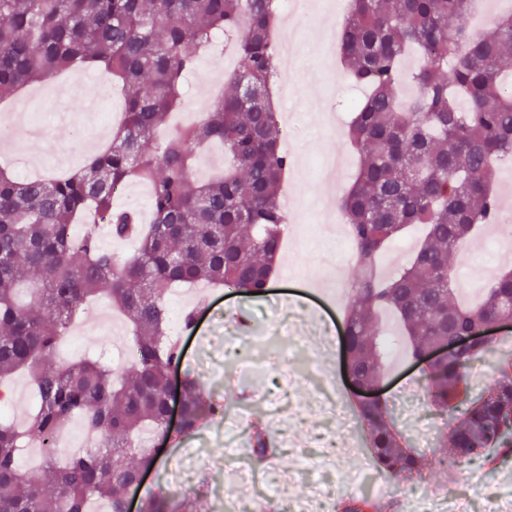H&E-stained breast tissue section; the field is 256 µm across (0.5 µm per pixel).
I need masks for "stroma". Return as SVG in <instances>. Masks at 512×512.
<instances>
[{
  "label": "stroma",
  "mask_w": 512,
  "mask_h": 512,
  "mask_svg": "<svg viewBox=\"0 0 512 512\" xmlns=\"http://www.w3.org/2000/svg\"><path fill=\"white\" fill-rule=\"evenodd\" d=\"M330 2L311 0L306 12L280 22L275 33L276 39L288 40L298 50L291 93L275 102L277 110L292 120L288 135L293 141L289 149L293 177L285 188L292 206L291 232L278 275L261 298L212 290L197 327L184 335L183 369L197 378L204 393L225 396L227 412L205 425L196 438L164 448L134 505L142 507L149 496L162 490L170 504L189 500L195 512H216V493L228 483L240 496L260 501L268 512H282L291 503L298 512H320L318 490L326 475L337 495L392 498L401 512H422L432 497L452 491L465 494L468 512H487L485 495L491 488L508 496L498 512H512V470L490 473L472 463L425 480L389 479L377 469L360 422L333 420L322 398V390L330 384L339 405L349 404L341 373L342 309L326 307L324 301L334 296L337 282L350 280L356 266L351 249L331 253L305 243L316 204L338 200L358 163L349 145L346 109L357 91L349 84L340 59L327 61L320 56L323 37L340 26L344 17ZM224 82L213 57H202L188 78L184 111L175 116V124L188 121L189 109L208 106ZM47 87L51 98L35 111L38 133L19 126L11 146L0 154V164L21 178L30 176L29 165L37 159L42 162L39 174L72 171L84 163L89 151H100L112 139L120 100L108 71H80L48 81ZM339 153L347 158L345 168L334 178L319 176L321 161ZM110 309L103 298L81 314L88 328L62 338L60 360L90 355L101 358L115 373H127L130 364L118 358L117 339L102 322ZM241 310L251 315L253 330L261 339L249 349L246 363L237 365L230 376L224 371L219 337L230 315ZM389 380L386 395L395 406L397 423L416 448H424L426 439H439L440 416H433L426 429L405 406L407 398L425 389L419 368L403 362L391 368ZM245 410L267 421L278 446L269 467L279 476L274 486L262 484L265 469L253 459H246V471L239 476L215 466L224 448L247 449L248 422L241 416Z\"/></svg>",
  "instance_id": "1"
}]
</instances>
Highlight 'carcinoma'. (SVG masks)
Instances as JSON below:
<instances>
[{
	"label": "carcinoma",
	"mask_w": 512,
	"mask_h": 512,
	"mask_svg": "<svg viewBox=\"0 0 512 512\" xmlns=\"http://www.w3.org/2000/svg\"><path fill=\"white\" fill-rule=\"evenodd\" d=\"M472 2L350 0L340 32L349 77L365 91L349 125L359 170L337 200L356 256L343 349L367 388L384 378V311L397 318L411 359L512 316V271L466 305L450 262L479 226L497 223L492 185L497 166L512 160V10L486 35L468 24ZM278 10V0H0V103L76 68L106 69L124 99L111 145L82 167L23 181L0 169V378L25 372L36 393L23 429L0 422V512H86L91 498L124 512L137 470L156 461L143 432L169 433L168 376L182 363L165 306L170 286L205 281L267 293L287 224L280 185L292 168L267 97ZM217 38L236 47L226 76L232 92L157 139L181 107L186 75ZM410 51L416 62L405 70ZM406 83L414 95L403 104ZM209 145L223 148L229 167L202 180L195 149ZM134 181L150 186L146 224L116 206V192ZM416 225L426 233L411 261L383 272L382 256ZM105 236L135 239L137 254L116 267ZM103 294L130 321L134 368L121 382L97 360L56 362L80 307ZM491 348L478 338L427 366L430 405L448 428L428 459L414 452L387 400L357 404L378 469L411 480L476 458L496 471L512 459V359L499 360L477 394L469 379ZM181 397L184 437L226 409L224 399L204 398L187 371ZM75 418L100 443L61 465L54 440ZM269 443L266 423L251 428L254 459L267 456ZM27 445L44 449L35 475L20 467ZM344 512L382 507L367 495L347 497Z\"/></svg>",
	"instance_id": "carcinoma-1"
}]
</instances>
